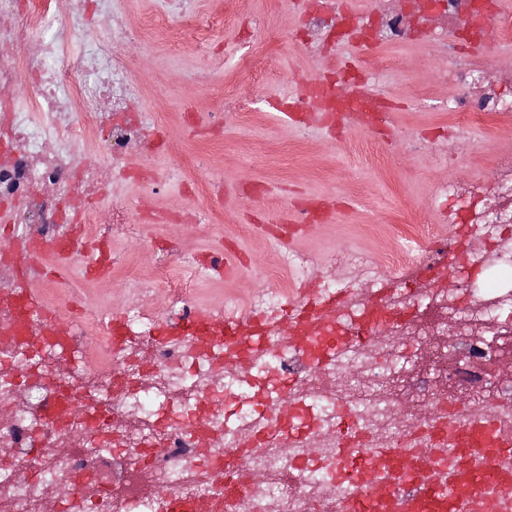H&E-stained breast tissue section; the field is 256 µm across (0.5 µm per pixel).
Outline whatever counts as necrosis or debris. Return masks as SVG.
<instances>
[{
    "label": "necrosis or debris",
    "mask_w": 512,
    "mask_h": 512,
    "mask_svg": "<svg viewBox=\"0 0 512 512\" xmlns=\"http://www.w3.org/2000/svg\"><path fill=\"white\" fill-rule=\"evenodd\" d=\"M54 0H0V224L39 225L38 237L56 238L57 226L82 227V246L69 257L80 265L84 243L134 233L130 202L115 183L158 191L176 179L194 195L210 193L204 172L151 167L132 177L134 159L157 145L134 112L144 89L135 79L130 38L119 26L94 53L72 54L67 44L83 28L89 0H70L56 19ZM307 29L324 43L355 46L404 43L422 37L442 67L440 82L454 91L448 109L457 129L487 117L512 121V65L497 63V45L512 42V19L499 0H382L360 20L342 0H302ZM204 22L190 0H164L145 22L173 47H204ZM386 65L367 78L342 70L337 80L305 83L279 99L283 112L317 102L331 121L352 111L386 112ZM110 111H102L101 103ZM92 144L100 164L84 163L75 143ZM110 166L102 178L101 166ZM108 201L109 223L98 217ZM431 209L442 223L470 225L471 240L423 233L418 240L372 261L357 251L326 256L318 273L306 252L277 251L269 283L247 303L225 300L213 319L253 326L265 353L225 364L224 341L185 338L184 323L199 312L202 264L176 250L156 253L150 270L107 252L111 272H123L125 300L111 319L74 323L68 338L49 339L47 313L65 310L44 295L26 313V333L13 335L0 315V512H45L56 492L63 512H229L224 501V456L243 438L242 479L259 477L230 512H342V496L365 470L341 451L342 434L369 435L382 447L418 437L436 407L467 402L512 433V380L489 369L512 349V152L498 153L482 171L439 182ZM479 272L484 287L449 283V270ZM314 286L330 304L350 300L333 329L310 342L306 362L278 325L297 291ZM164 290L157 313L151 299ZM381 292L376 306L367 296ZM171 328L159 339L161 324ZM415 339L418 353L400 346ZM418 417L403 415L404 405ZM347 418H340L339 410ZM94 474L85 483L84 473Z\"/></svg>",
    "instance_id": "obj_1"
}]
</instances>
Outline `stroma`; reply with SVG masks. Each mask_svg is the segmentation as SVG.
Instances as JSON below:
<instances>
[{
  "label": "stroma",
  "instance_id": "1",
  "mask_svg": "<svg viewBox=\"0 0 512 512\" xmlns=\"http://www.w3.org/2000/svg\"><path fill=\"white\" fill-rule=\"evenodd\" d=\"M161 7L162 0H108L97 20L77 38L76 49L93 52L110 23L138 34L133 60L134 72L145 89L138 101L142 116L148 120L156 110L165 109L168 134L178 143V164L203 165L211 182L222 190L221 197L214 200L224 213L223 223L215 227L216 237L203 236L194 224L154 227L157 241L182 254L203 255L220 241L241 261L234 276L214 274L201 285V304L214 305L228 296L246 300L264 289L265 269L276 245L262 235L260 227L278 222L302 199L332 203L324 222L296 243L297 248L320 256L339 249L373 256L395 248L401 238L413 235L425 222L435 225L439 233L451 234V225L439 223L437 216L420 209L433 184L447 178L448 170L435 165L426 153L403 152L401 133L445 145L448 151L463 156L471 173L485 166L496 151L512 149V125L494 121L465 129L461 137L448 138L452 92L436 78L437 64L428 42L395 47L331 45L321 54L309 56L294 44L304 25L300 5L294 0L283 5L275 0H250L247 14L212 30L210 50L174 53L160 39L143 32L144 19ZM255 17L280 36L274 58H267L263 46L251 48L243 40L244 30ZM245 53L250 54L254 70L275 65L276 76L268 90L282 98L293 96L298 80L309 74H332L337 62L366 74L379 59H389L392 67L385 74L391 90L389 119L373 128L354 121L332 137L315 121L306 128L284 122L265 103L242 114L225 112V81L236 82L246 96L256 91L236 67ZM187 108L223 117L224 131L218 141L183 126L180 112ZM370 144L377 148V156L366 153ZM241 183L265 185L281 199V207L268 209L251 202L235 192V185ZM114 189L141 212L200 204L199 198L187 194L177 181L157 194L138 192L126 183L115 184ZM51 267L48 257L32 264L39 292L64 299L69 289H82L83 301L94 304L101 313L123 297L122 277L98 281L66 271L54 277Z\"/></svg>",
  "mask_w": 512,
  "mask_h": 512
}]
</instances>
